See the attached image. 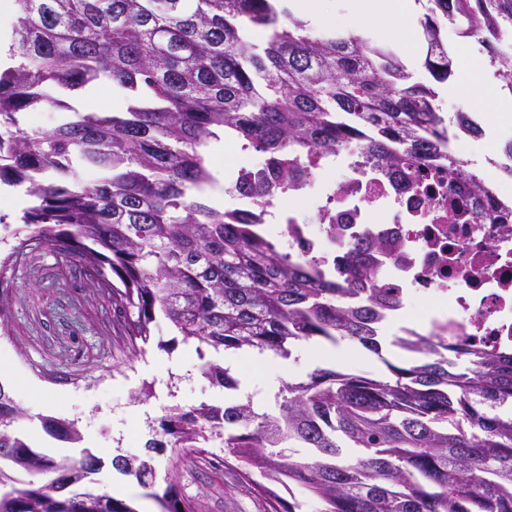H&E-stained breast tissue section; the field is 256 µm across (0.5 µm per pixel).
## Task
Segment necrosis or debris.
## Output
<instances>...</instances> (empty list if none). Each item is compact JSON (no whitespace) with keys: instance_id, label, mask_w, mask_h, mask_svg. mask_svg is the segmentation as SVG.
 <instances>
[{"instance_id":"4bbe7bcc","label":"necrosis or debris","mask_w":512,"mask_h":512,"mask_svg":"<svg viewBox=\"0 0 512 512\" xmlns=\"http://www.w3.org/2000/svg\"><path fill=\"white\" fill-rule=\"evenodd\" d=\"M298 165L306 175L278 194L277 209L243 195L233 207L238 218L261 225L283 250L316 260L333 277L346 244L362 243L382 287L405 299H434L474 345H512L511 196L491 184L486 196L474 197L469 179L444 171L403 182L353 137L328 154L304 152ZM479 206L497 223H470ZM274 214L279 224H272Z\"/></svg>"}]
</instances>
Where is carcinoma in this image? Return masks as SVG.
Returning a JSON list of instances; mask_svg holds the SVG:
<instances>
[{
  "label": "carcinoma",
  "mask_w": 512,
  "mask_h": 512,
  "mask_svg": "<svg viewBox=\"0 0 512 512\" xmlns=\"http://www.w3.org/2000/svg\"><path fill=\"white\" fill-rule=\"evenodd\" d=\"M281 0H14L13 66L0 68V181L36 198L23 216L34 231L17 250L43 243L88 263L119 310L136 312L126 331L147 343L157 317L186 343L214 350L271 352L288 359L297 342L350 340L376 355L385 344L416 356L388 364L376 379L317 368L288 382L272 412L253 403L173 409L146 443L155 450L199 448L213 437L237 462V478L263 497L268 512L299 504L256 482L305 486L321 512H512V349L487 351L452 324L386 340L385 322L401 307L356 243L345 278L292 258L258 224L237 222L190 194L215 182L206 147L232 134L272 163L302 149H336L364 137L377 164L414 180L444 158L445 121L437 94L391 50L349 32L312 36ZM421 21V65L435 82L452 76L443 23L463 33L486 21L512 28V0H434ZM261 29L262 44L250 32ZM108 77L124 112L76 113L49 131H29L19 116ZM281 171L235 185L271 198ZM216 385L235 387L230 369L209 362ZM25 413L0 385V512H136L96 492L68 499L57 476L92 483L99 459L38 451L14 427ZM51 436L81 441L74 424L46 419ZM313 456L294 459L285 445ZM346 448H360L353 461ZM112 466L154 486L147 456ZM31 477L14 486L13 473ZM151 493L160 512H195L174 478Z\"/></svg>",
  "instance_id": "carcinoma-1"
}]
</instances>
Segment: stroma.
Wrapping results in <instances>:
<instances>
[{"mask_svg":"<svg viewBox=\"0 0 512 512\" xmlns=\"http://www.w3.org/2000/svg\"><path fill=\"white\" fill-rule=\"evenodd\" d=\"M86 97L82 91L66 96L65 107L43 105L23 114L22 124L52 129L86 111ZM23 214L0 196V385L25 412L19 426L34 447L75 459L90 451L103 463L93 476L98 490L122 495L136 512H157L149 488L114 469L113 458L144 456L154 427L171 409L249 400L272 411L276 395L213 385L204 363L223 362V354L198 356L194 344L177 341L176 330L162 318L152 324L148 344L133 351L124 315L98 288L87 264L45 245L15 253L14 232ZM406 359L392 347L379 357L351 343L335 367L381 377L388 364ZM155 360L166 362L164 373L151 369ZM51 417L75 424L80 442L49 436L42 421ZM227 455L223 440L214 437L190 453L165 448L155 453L154 466L158 478L174 476L180 498L199 512H267L265 500L225 465Z\"/></svg>","mask_w":512,"mask_h":512,"instance_id":"obj_1","label":"stroma"}]
</instances>
